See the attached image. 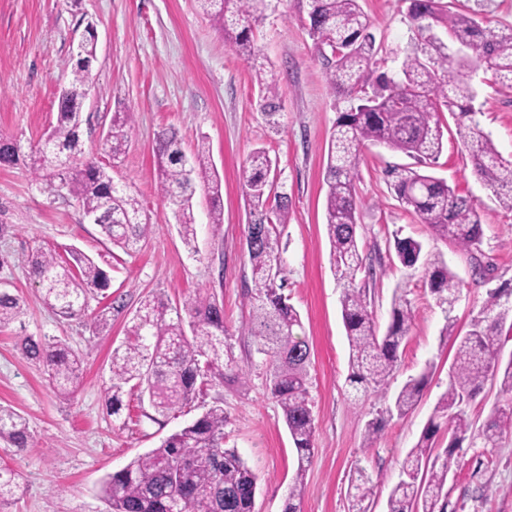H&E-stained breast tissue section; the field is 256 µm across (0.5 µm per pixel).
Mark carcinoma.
<instances>
[{"label":"carcinoma","instance_id":"carcinoma-1","mask_svg":"<svg viewBox=\"0 0 512 512\" xmlns=\"http://www.w3.org/2000/svg\"><path fill=\"white\" fill-rule=\"evenodd\" d=\"M203 14L224 31L233 49L252 60L259 49L250 39L253 26L264 15L266 0H198ZM408 13L420 36L406 53L401 77L379 71L376 39L358 0H308L307 28L314 41L333 93L347 108L340 112L329 139L325 167L327 186L325 218L331 245V269L342 288L341 313L351 347L353 383L384 386L398 365V350L406 338L412 311L402 289L392 299L391 322L384 334L378 330L366 286L356 283L364 257L356 237L354 182L359 172L360 147L379 143L415 160L416 167L393 170V189L403 207L414 213L439 237L460 248L479 250L483 230L474 201L444 180L421 171L434 165L443 149L440 114L459 113L469 118L463 145L475 173L495 189L499 205L512 211V161L504 159L490 135L472 119L475 91L466 70L486 65L495 83L512 86V29L484 27L469 13L443 11L440 0H410ZM436 23L445 25L448 39L467 50L463 57L448 54V46L431 35ZM97 41L88 34L72 47L71 80L58 97L53 136L22 151L18 140L0 134V167L27 163L33 173L59 180L58 190L76 198L84 214L97 217V225L112 245L134 251L153 231L141 219L138 200L112 179L106 168L83 160L80 140L84 89L96 60ZM259 106L268 117L279 110V85L265 64L255 67ZM131 116L112 117L102 150L112 160L125 154L130 142ZM155 154L163 196L176 207L180 234L190 246L196 237L192 199L197 187L211 197L210 223H224L221 182L213 167L206 141L198 142L188 158L177 132L160 130ZM273 161L258 148L244 166L245 195L253 220L246 225V245L251 264V284L245 296L250 307L247 332L255 353L266 368L267 389L280 406L297 451V470L289 488L284 512H300L307 467L313 456L314 422L310 407L308 342L299 312L288 303L284 248L279 226L288 223V194L278 190ZM399 262L408 268L422 262L428 267V284L444 310L441 336L457 343L449 371L448 389L435 406L434 415L415 447L404 460L399 481L388 498V512H445L442 501L448 475L456 466L455 449L473 423L464 406L488 380L512 395V356L503 359L499 336L512 318V290H493L480 314L465 334L458 333L451 312L458 300L459 284L441 257L423 255L422 243L397 238ZM29 273L41 290L45 306L65 318L87 316L89 300L103 291L108 278L85 254L74 250L66 259L50 250H37L29 260ZM23 299L0 291V328L20 317ZM25 356L43 367L56 395L73 398L81 377V361L61 342L21 339ZM241 371L232 337L224 326V310L211 294L197 295L183 307L161 298H146L136 311L126 341L112 351L110 413L119 414L125 391H138L147 401L152 421L176 408L195 402L204 387L224 382ZM427 375L409 379L394 401L398 416H406L422 395ZM451 432L448 447L436 449L440 420ZM224 406L216 401L159 447L132 458L121 470L108 475L102 497L112 512H254L258 476L237 449L224 447ZM512 430V409L501 410L478 431L484 446H495L504 431ZM0 439L17 451L28 448L31 433L16 412L0 407ZM19 475L0 467V504L19 489ZM375 484L360 466L349 490L348 512H369L368 500Z\"/></svg>","mask_w":512,"mask_h":512}]
</instances>
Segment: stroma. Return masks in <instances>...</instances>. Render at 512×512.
<instances>
[{
  "instance_id": "obj_1",
  "label": "stroma",
  "mask_w": 512,
  "mask_h": 512,
  "mask_svg": "<svg viewBox=\"0 0 512 512\" xmlns=\"http://www.w3.org/2000/svg\"><path fill=\"white\" fill-rule=\"evenodd\" d=\"M441 3L473 14L486 26L512 29V0ZM360 5L381 46L379 66L398 74L404 50L417 38L406 4L360 0ZM90 23L98 45L81 128L85 155L111 165L114 181L128 187L154 229L136 252L124 253L89 223L75 198L59 196L27 166L0 167V224L9 227L0 236V287L26 302L18 321L0 328V405L21 415L32 435L20 455L0 442V466L15 470L20 484L0 512H112L99 494L102 478L158 447L217 400L228 417L225 447L237 449L259 477L254 512H283L297 452L267 391L264 367L247 363L251 339L242 333L249 319L244 284L251 277L243 167L258 147L275 162L290 199L289 221L282 228L286 292L311 350L314 448L300 510L348 512L349 482L358 464L376 483L372 512H386L401 463L448 388L456 351L441 335L444 307L427 288L424 268L400 264L395 238L420 241L425 254L442 257L455 273L460 296L454 315L461 329H468L490 290L512 288V211L503 209L492 188L475 175L459 117L442 116L444 147L432 173L477 204L483 242L475 254L438 237L400 206L386 172L412 165V158L376 143L361 148L356 233L366 267L357 279L368 289L378 328L390 321L395 289L405 290L413 312L388 385L366 388L349 381L350 346L324 216L328 142L345 103L333 95L315 54L305 0H270L253 30L259 61L272 67L279 82L282 108L272 118L258 106L255 62L225 42L196 0H0V132L16 136L22 147L39 141L55 124L58 96L70 79L66 64L73 37ZM471 84L477 120L501 155L512 160V87L492 83L481 69L472 73ZM116 112L131 113L133 122L128 150L113 164L100 143ZM168 127L178 130L185 152L207 140L222 181L224 222L210 223L209 196L197 190V235L190 247L160 189L154 139ZM39 248L61 255L81 250L106 271L108 290L90 300L91 313L106 315L103 329H94L87 319L60 317L42 304L27 264ZM205 293L224 307L243 375L156 422L145 417L131 394L123 397L120 417L110 416L112 351L124 341L140 301L158 295L180 306ZM25 336L65 341L83 356L81 384L72 400L57 398L42 368L23 356ZM424 372L429 380L415 409L403 418L391 414L405 382ZM374 419L383 420L384 428L369 443L365 427ZM456 455L458 464L445 487L446 512H512V431L492 447L465 441Z\"/></svg>"
}]
</instances>
